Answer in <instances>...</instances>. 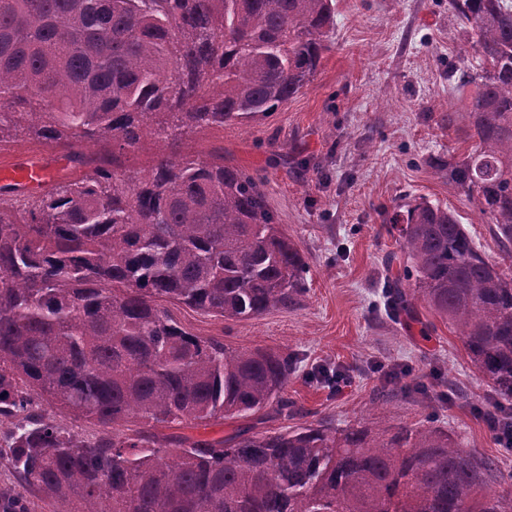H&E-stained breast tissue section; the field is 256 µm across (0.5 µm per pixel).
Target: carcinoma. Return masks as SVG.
<instances>
[{"mask_svg": "<svg viewBox=\"0 0 512 512\" xmlns=\"http://www.w3.org/2000/svg\"><path fill=\"white\" fill-rule=\"evenodd\" d=\"M479 68L460 122L475 152L448 178L512 250V0H451ZM333 0H0V145L31 137L83 161L39 195L0 186V512H512L489 465L425 425L324 424L227 439L120 429L207 428L276 404L292 360L187 331L169 301L237 321L294 306L302 255L257 180L183 152L195 133L268 117L328 49ZM151 138L136 174L122 157ZM411 290L448 319L512 405V276L457 216L425 200L394 213ZM86 421L84 435L53 412ZM175 453L168 454L167 447Z\"/></svg>", "mask_w": 512, "mask_h": 512, "instance_id": "cac0c4a2", "label": "carcinoma"}]
</instances>
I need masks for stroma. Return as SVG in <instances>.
Instances as JSON below:
<instances>
[{"label":"stroma","mask_w":512,"mask_h":512,"mask_svg":"<svg viewBox=\"0 0 512 512\" xmlns=\"http://www.w3.org/2000/svg\"><path fill=\"white\" fill-rule=\"evenodd\" d=\"M450 0H335L334 26L314 77L270 117L192 135L184 150L200 159L223 152L253 175L306 265L299 304L225 321L169 305L187 331L233 350L287 353L294 371L275 408L203 430L206 438L329 423L424 424L447 430L463 449L491 458L488 489L512 484V454L497 445L476 409L490 381L467 356L447 320L422 297L393 307L386 283L404 269L390 218L424 198L454 212L482 256L512 275L487 216L448 179L474 139L449 115L474 86L456 88L451 70L478 65L458 55L465 30ZM343 373L336 391L321 372ZM394 370L397 381L384 377Z\"/></svg>","instance_id":"35a3bbf8"}]
</instances>
